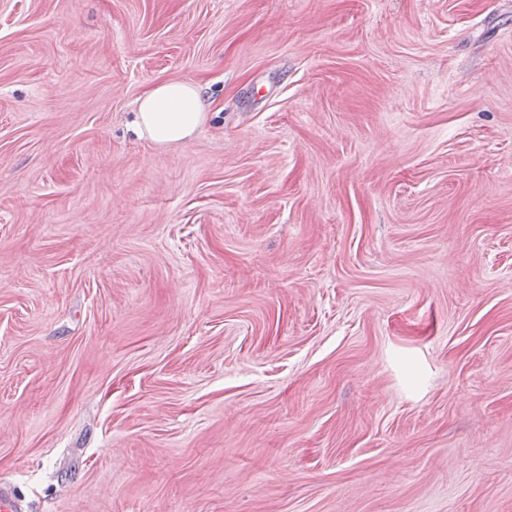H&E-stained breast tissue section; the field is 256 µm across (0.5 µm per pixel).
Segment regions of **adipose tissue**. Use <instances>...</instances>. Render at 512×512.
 <instances>
[{"label":"adipose tissue","instance_id":"1","mask_svg":"<svg viewBox=\"0 0 512 512\" xmlns=\"http://www.w3.org/2000/svg\"><path fill=\"white\" fill-rule=\"evenodd\" d=\"M204 87L190 80L154 83L138 99L135 131L168 146L190 138L207 118Z\"/></svg>","mask_w":512,"mask_h":512}]
</instances>
